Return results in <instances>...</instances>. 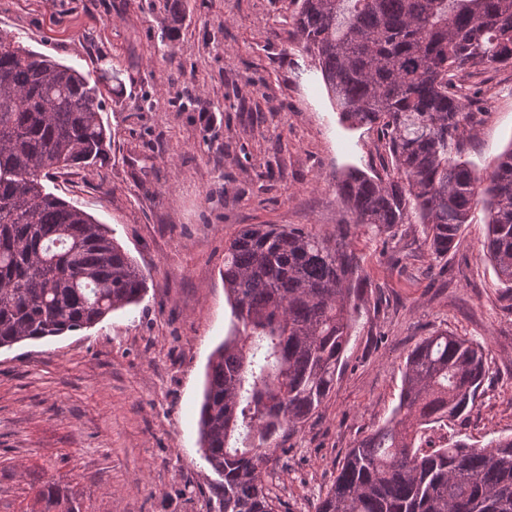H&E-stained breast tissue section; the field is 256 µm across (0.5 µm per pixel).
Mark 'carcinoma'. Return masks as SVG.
<instances>
[{"label":"carcinoma","instance_id":"cac0c4a2","mask_svg":"<svg viewBox=\"0 0 512 512\" xmlns=\"http://www.w3.org/2000/svg\"><path fill=\"white\" fill-rule=\"evenodd\" d=\"M292 25L342 118L376 131L385 175L336 180L351 216L336 238L250 224L224 245L232 327L208 366L199 414L218 480L208 512H276L266 480L277 452L336 386L364 301L361 227L424 225L436 257L478 206L484 252L512 293V148L485 175L461 160L484 97L469 83L512 66V0H297ZM112 86L0 33V349L91 327L139 303L138 265L107 227L47 190L56 173L103 164L100 116ZM486 375L480 345L446 332L409 353L392 416L355 441L314 512H512V436L421 448L422 427L471 410ZM39 512H81L55 479Z\"/></svg>","mask_w":512,"mask_h":512}]
</instances>
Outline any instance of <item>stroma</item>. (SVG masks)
Wrapping results in <instances>:
<instances>
[{
	"mask_svg": "<svg viewBox=\"0 0 512 512\" xmlns=\"http://www.w3.org/2000/svg\"><path fill=\"white\" fill-rule=\"evenodd\" d=\"M294 0H0V32L91 76L102 100L101 168L51 191L100 223L147 277L139 304L93 327L0 350V512H32L49 479L81 512H206L198 418L214 349L231 327L224 245L248 224L333 236L348 215L337 178L380 171L377 135L341 122L297 45ZM484 94L465 157L477 170L512 147V67L474 72ZM476 210L446 257L422 227L355 242L366 279L336 387L269 465L274 496L314 512L361 438L398 403L408 353L446 331L485 348L473 409L418 444L480 448L512 436V296L481 250Z\"/></svg>",
	"mask_w": 512,
	"mask_h": 512,
	"instance_id": "stroma-1",
	"label": "stroma"
}]
</instances>
